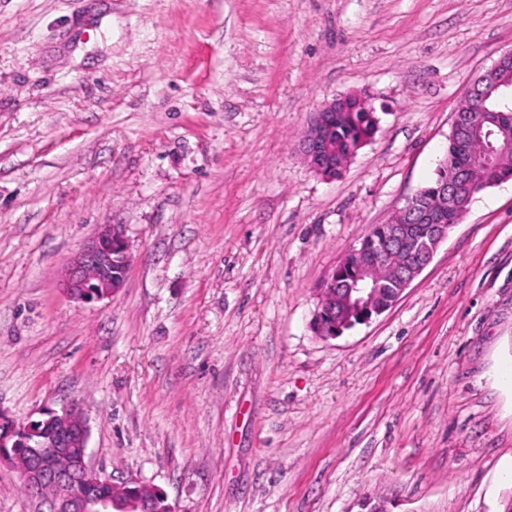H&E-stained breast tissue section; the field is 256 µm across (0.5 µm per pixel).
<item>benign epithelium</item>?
Returning a JSON list of instances; mask_svg holds the SVG:
<instances>
[{
	"label": "benign epithelium",
	"mask_w": 512,
	"mask_h": 512,
	"mask_svg": "<svg viewBox=\"0 0 512 512\" xmlns=\"http://www.w3.org/2000/svg\"><path fill=\"white\" fill-rule=\"evenodd\" d=\"M358 99L367 110L372 108L359 95L345 96L324 103L316 113L305 138L304 153L308 165L317 171L316 160L330 154L331 144L325 135L326 113L334 112L349 99ZM448 205V184H443L437 199L421 209L414 207L412 199L395 215V223L386 225L387 237L403 244L413 242V223L423 219H431ZM451 228L447 224L435 225L434 242L420 249L416 261H410L408 251H403L398 262L397 274L402 287L395 289V298H401L404 291L415 278L431 263L439 245L447 240ZM372 249V258L359 267L354 279L342 282L331 271L320 289L317 309L310 322L312 332L323 339H335L348 328H353L349 314L365 312L367 316L359 317L363 324L372 320L368 313L382 294L379 288V261L385 254L383 244L372 246L363 244L354 247L350 253L360 257L365 250ZM131 262L129 245L121 226L108 224L76 253L66 264L64 270V288L67 294L83 303L89 302L84 288L89 279L97 281V287L103 292L94 297L99 302L109 299L123 288L125 278L114 275L115 266L128 270ZM71 409L66 408L60 413H47L45 423L54 420L60 422L59 440L50 443H38L33 452V462L18 471L21 481L36 491L57 488L60 494L51 500V512H149L143 504H124L115 499L101 497L95 488L107 482V479L93 472L87 465L88 428L85 419H80L78 436H73L69 426Z\"/></svg>",
	"instance_id": "1"
}]
</instances>
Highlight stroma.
<instances>
[{"label":"stroma","mask_w":512,"mask_h":512,"mask_svg":"<svg viewBox=\"0 0 512 512\" xmlns=\"http://www.w3.org/2000/svg\"><path fill=\"white\" fill-rule=\"evenodd\" d=\"M512 0H0V411L78 405L88 463L177 512H501L512 497V180L398 303L322 340L325 276L433 179ZM374 139L327 179L318 108ZM106 224L132 256L81 303ZM0 512H49L0 464ZM355 98L368 112L362 107L359 108L356 103L350 105L346 112H336L349 99ZM326 112H336V124L331 134L334 145L336 144V155L346 153L349 148H355L357 153L374 138L379 124L377 113L357 94L324 103L317 111L304 140L305 158L310 168L316 172L320 168L315 160L330 154L332 149L324 130ZM131 262L129 245L119 224H108L76 253L66 264L63 284L67 294L83 303L99 302L112 298L123 288ZM121 265L124 277L114 275L115 266ZM93 277L97 288H88L87 282ZM93 281L91 287L96 285ZM84 288L93 296L106 288L100 295L89 300Z\"/></svg>","instance_id":"1"}]
</instances>
